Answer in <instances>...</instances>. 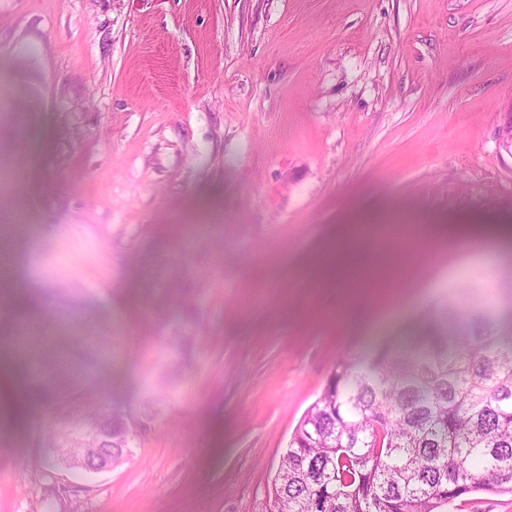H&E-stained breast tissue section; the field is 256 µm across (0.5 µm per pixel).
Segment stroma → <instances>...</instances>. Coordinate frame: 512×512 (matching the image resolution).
<instances>
[{
    "label": "stroma",
    "instance_id": "1",
    "mask_svg": "<svg viewBox=\"0 0 512 512\" xmlns=\"http://www.w3.org/2000/svg\"><path fill=\"white\" fill-rule=\"evenodd\" d=\"M511 118L512 0H0V355L56 337L84 403L145 420L76 479L36 442L63 409L0 398V512H270L335 358L465 303L512 337Z\"/></svg>",
    "mask_w": 512,
    "mask_h": 512
}]
</instances>
